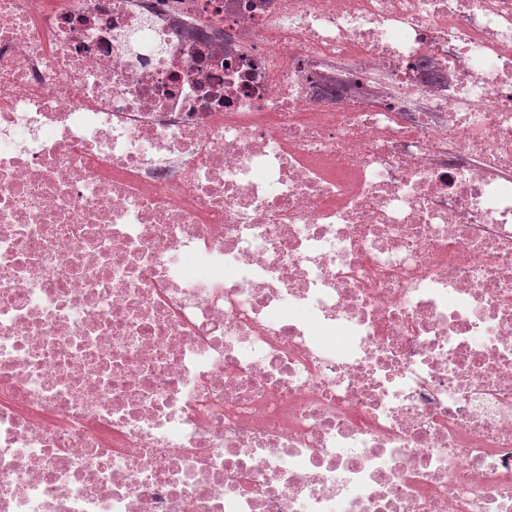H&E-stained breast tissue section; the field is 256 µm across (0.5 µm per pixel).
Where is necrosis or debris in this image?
<instances>
[{"label": "necrosis or debris", "mask_w": 512, "mask_h": 512, "mask_svg": "<svg viewBox=\"0 0 512 512\" xmlns=\"http://www.w3.org/2000/svg\"><path fill=\"white\" fill-rule=\"evenodd\" d=\"M0 512H512V0H0Z\"/></svg>", "instance_id": "necrosis-or-debris-1"}]
</instances>
